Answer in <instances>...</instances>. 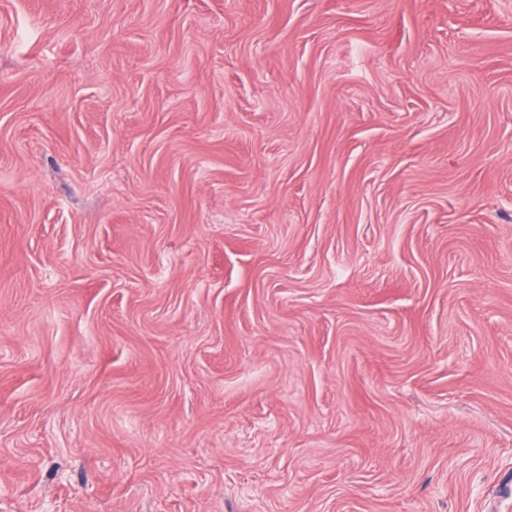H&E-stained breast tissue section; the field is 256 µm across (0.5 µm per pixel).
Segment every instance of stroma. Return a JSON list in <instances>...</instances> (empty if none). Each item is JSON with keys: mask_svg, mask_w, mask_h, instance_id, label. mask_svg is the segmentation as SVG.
Here are the masks:
<instances>
[{"mask_svg": "<svg viewBox=\"0 0 512 512\" xmlns=\"http://www.w3.org/2000/svg\"><path fill=\"white\" fill-rule=\"evenodd\" d=\"M0 512H512V0H0Z\"/></svg>", "mask_w": 512, "mask_h": 512, "instance_id": "1", "label": "stroma"}]
</instances>
